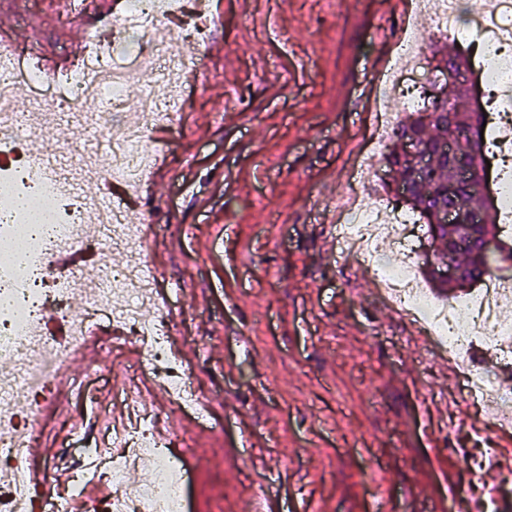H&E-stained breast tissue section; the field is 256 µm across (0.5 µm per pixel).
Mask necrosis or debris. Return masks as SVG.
Returning <instances> with one entry per match:
<instances>
[{
	"mask_svg": "<svg viewBox=\"0 0 512 512\" xmlns=\"http://www.w3.org/2000/svg\"><path fill=\"white\" fill-rule=\"evenodd\" d=\"M190 0H124L120 33L109 38L89 34V52L82 70L63 74L56 89L44 94L46 74L35 52L24 46L11 50L13 69L0 72V190L23 197L32 206L52 196V188L32 168L25 148L28 133L43 117L74 111L97 99L101 110L94 125L109 150L107 166L92 163V150H83L79 162L59 168L63 179H102L124 189L137 186L156 153L153 133L174 127L179 115L174 101L184 86L187 70L203 68L200 48L206 31L195 25ZM187 32V45L171 52L156 34L170 23ZM478 33L483 56L475 67L488 84H512V0H493L487 14L470 24ZM423 38L408 29L398 61L379 84L378 98L386 100L394 85L422 73ZM35 91L29 110H21L11 94L18 81ZM141 90L135 121L120 120L131 85ZM51 228L32 226L10 206L0 205V361L12 364L0 377V512H53L54 500L29 481L28 448L44 435L43 408L54 398L58 382L89 333L109 335L114 352L128 346L141 354L127 385L152 378L168 396L170 405L189 415L204 409L190 373L175 357L170 305H159L150 317L140 313L154 287L153 271L144 237L136 222L120 208L107 206L93 215L82 199L58 197L51 210ZM408 219L398 209H383L361 194H353L342 210L336 236L348 244L349 256L371 267L380 297L413 320L456 364V375L470 400L493 401L512 407V384L477 369L471 354L484 349L512 362V321L500 304L512 298V278L487 276L465 297L443 302L416 277V256L406 232ZM78 250L104 260L107 250L131 253L130 264L112 267L107 278L86 284L78 264H62L57 250L63 240ZM83 293L81 316L73 314V298ZM54 314L66 329L65 338L47 333L45 314ZM124 432L105 438L82 432L60 421L56 445L70 460L64 496H83L88 478L106 483L110 498L93 503L94 512H187L186 489L191 473L173 442L154 437L153 410L137 405ZM151 472L148 484H131L130 470Z\"/></svg>",
	"mask_w": 512,
	"mask_h": 512,
	"instance_id": "1",
	"label": "necrosis or debris"
}]
</instances>
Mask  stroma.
<instances>
[{"label":"stroma","mask_w":512,"mask_h":512,"mask_svg":"<svg viewBox=\"0 0 512 512\" xmlns=\"http://www.w3.org/2000/svg\"><path fill=\"white\" fill-rule=\"evenodd\" d=\"M1 30L41 56H83L98 11ZM208 69L187 85L176 130L155 137L166 162L137 200L154 225L158 295L175 301L172 335L212 431L161 412L195 466L189 512H459L493 499L512 512L504 474L470 473L461 449L512 454L478 419L434 348L376 295L326 221L366 158L373 94L400 39L398 0H214ZM136 348L106 338L73 359L114 363L122 380ZM267 499H259V490Z\"/></svg>","instance_id":"stroma-1"}]
</instances>
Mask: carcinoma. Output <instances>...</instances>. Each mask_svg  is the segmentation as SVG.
<instances>
[{
    "label": "carcinoma",
    "mask_w": 512,
    "mask_h": 512,
    "mask_svg": "<svg viewBox=\"0 0 512 512\" xmlns=\"http://www.w3.org/2000/svg\"><path fill=\"white\" fill-rule=\"evenodd\" d=\"M437 57L435 70L445 75L444 81L455 95L440 100L430 98L429 105L410 112L394 130L393 147L386 164L392 181L407 177L412 161L399 148L402 137L411 133L418 139L421 154L430 163L428 171L415 182L414 199L406 202L412 215L427 226V233L438 243L439 258L450 260L464 270V276L441 279L431 268L428 278L442 293L462 291L493 272L512 269V238L506 237L500 215L491 221L443 224L438 212L453 205L466 213L477 206L481 196L483 164L487 160V141L481 140V129L488 122V112H472L457 81L462 73H474L468 48L455 53L433 51ZM496 241L493 250L484 248L485 240Z\"/></svg>",
    "instance_id": "carcinoma-1"
}]
</instances>
